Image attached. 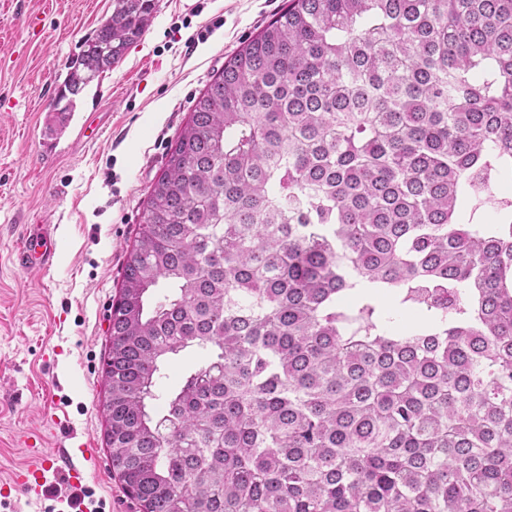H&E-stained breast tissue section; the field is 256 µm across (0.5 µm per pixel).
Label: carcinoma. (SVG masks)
<instances>
[{
    "label": "carcinoma",
    "mask_w": 512,
    "mask_h": 512,
    "mask_svg": "<svg viewBox=\"0 0 512 512\" xmlns=\"http://www.w3.org/2000/svg\"><path fill=\"white\" fill-rule=\"evenodd\" d=\"M153 9L112 0L55 111ZM509 182L512 0H288L195 100L112 303L141 512H512Z\"/></svg>",
    "instance_id": "1"
}]
</instances>
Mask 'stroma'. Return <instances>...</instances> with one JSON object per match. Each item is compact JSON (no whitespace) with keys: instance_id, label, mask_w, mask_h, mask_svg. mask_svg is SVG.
Returning a JSON list of instances; mask_svg holds the SVG:
<instances>
[{"instance_id":"obj_1","label":"stroma","mask_w":512,"mask_h":512,"mask_svg":"<svg viewBox=\"0 0 512 512\" xmlns=\"http://www.w3.org/2000/svg\"><path fill=\"white\" fill-rule=\"evenodd\" d=\"M143 34L77 97L68 121L52 102L66 66L112 14V0H0V479L27 440L64 448L106 512H139L105 442L103 366L142 203L195 99L285 0H154ZM41 23L29 29V11ZM223 17L193 54L192 28ZM105 116L78 140L89 113ZM28 224L55 227L42 272L16 253Z\"/></svg>"}]
</instances>
